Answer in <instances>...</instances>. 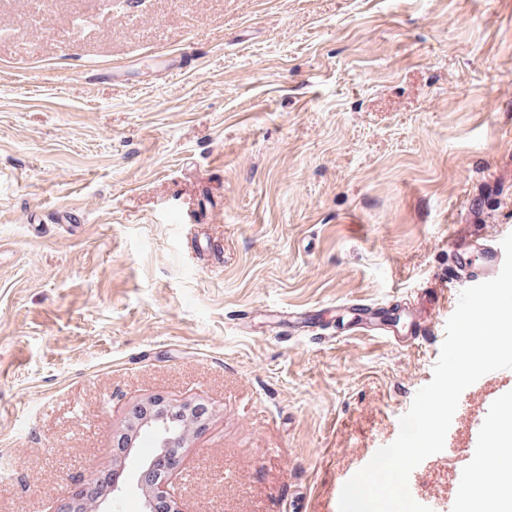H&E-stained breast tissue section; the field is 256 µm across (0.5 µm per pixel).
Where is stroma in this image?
I'll return each instance as SVG.
<instances>
[{
    "instance_id": "stroma-1",
    "label": "stroma",
    "mask_w": 512,
    "mask_h": 512,
    "mask_svg": "<svg viewBox=\"0 0 512 512\" xmlns=\"http://www.w3.org/2000/svg\"><path fill=\"white\" fill-rule=\"evenodd\" d=\"M464 224L512 233V0H0V512L112 472L149 396L211 410L181 512H335L444 331L275 313L456 298ZM510 393L512 369L468 387L418 503L485 472L462 449ZM319 310H288L285 311V317H288V326L284 328L287 329L288 334L294 335L299 333V331L309 332L313 327H318L316 324L319 323ZM314 325V326H313Z\"/></svg>"
}]
</instances>
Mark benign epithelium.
<instances>
[{
	"instance_id": "7a95c632",
	"label": "benign epithelium",
	"mask_w": 512,
	"mask_h": 512,
	"mask_svg": "<svg viewBox=\"0 0 512 512\" xmlns=\"http://www.w3.org/2000/svg\"><path fill=\"white\" fill-rule=\"evenodd\" d=\"M202 402L189 398L179 404H170L150 397L137 403L128 416L122 441L117 448L119 461L134 462L127 480H112L111 489H102L90 474L77 483L71 495L57 502L51 512H112V502L127 492L142 497V512H158V500L166 502V512H177L170 486L184 470L181 449L191 435L202 428L207 414L200 411ZM152 440V452L144 455L138 441Z\"/></svg>"
}]
</instances>
